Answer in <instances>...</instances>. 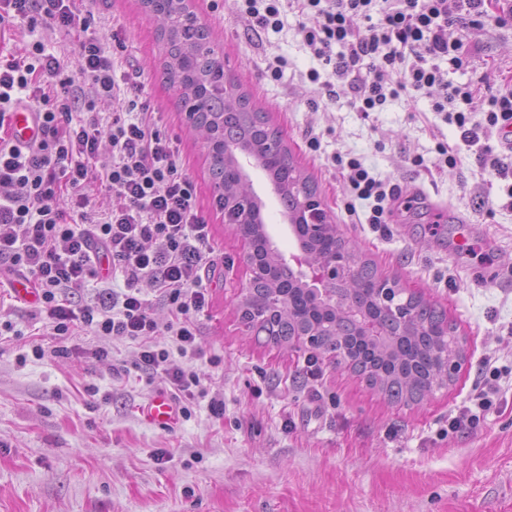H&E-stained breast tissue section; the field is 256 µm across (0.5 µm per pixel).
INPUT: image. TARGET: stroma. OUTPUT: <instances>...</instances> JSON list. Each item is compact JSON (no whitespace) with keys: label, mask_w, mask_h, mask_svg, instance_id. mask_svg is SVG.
I'll return each mask as SVG.
<instances>
[{"label":"stroma","mask_w":512,"mask_h":512,"mask_svg":"<svg viewBox=\"0 0 512 512\" xmlns=\"http://www.w3.org/2000/svg\"><path fill=\"white\" fill-rule=\"evenodd\" d=\"M227 72L268 112L295 160L311 177L337 234L359 245L381 276L430 299L467 341L453 383L421 403L392 404L347 370L322 358V376L307 379L310 350L273 345L241 321L246 245L213 203L200 135L190 131L161 79L155 21L137 0H94L100 33L117 34V57L131 58L162 131L196 186V203L212 229L210 305L200 314L198 360L207 392H224V416L205 396L169 428L138 408L162 388L132 371L138 344L111 342L98 363L81 348L91 336L62 339L67 354L29 357L44 323L0 288V512H512V199L508 183L480 169L454 126L428 100L392 101L362 115L347 85L334 99L318 95L306 73L318 61L304 45L295 7L279 29L254 32L235 0H195ZM65 58L66 33L0 28V52L25 54L35 40ZM468 73L497 91L512 80V21L470 29ZM287 61L279 80L268 61ZM318 149H309V136ZM456 146L449 167L441 145ZM362 160L396 188L385 222H366L335 153ZM422 165H415V158ZM269 233L281 252L296 241L259 169L250 171ZM503 372V403L473 433L446 437L450 411L466 403L483 360ZM96 395H88L86 386Z\"/></svg>","instance_id":"stroma-1"}]
</instances>
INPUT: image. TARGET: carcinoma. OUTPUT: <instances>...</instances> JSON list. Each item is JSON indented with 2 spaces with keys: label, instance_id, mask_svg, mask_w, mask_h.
<instances>
[{
  "label": "carcinoma",
  "instance_id": "1",
  "mask_svg": "<svg viewBox=\"0 0 512 512\" xmlns=\"http://www.w3.org/2000/svg\"><path fill=\"white\" fill-rule=\"evenodd\" d=\"M139 2L159 22L162 79L188 112L190 127L203 137L220 209L231 216L238 208L239 158L245 157L274 187L292 220L297 243L310 259L318 262L347 251L356 270L355 287L331 285L327 299H320L304 275L284 261L263 218L254 217L253 222L239 225V232L250 237L255 258L272 275L253 283L241 302L246 327L273 344L314 333L315 352L329 355L392 402L418 403L434 384L448 385L444 365L460 343L456 325L414 294L402 299L403 314L396 316L380 304L379 275L355 244L333 234H309L300 201L316 194V188L293 160L280 131L248 94L224 99L221 86L229 82L224 61L211 46L207 27L198 22L192 0ZM350 308L376 321L384 338H369L350 327L346 322Z\"/></svg>",
  "mask_w": 512,
  "mask_h": 512
}]
</instances>
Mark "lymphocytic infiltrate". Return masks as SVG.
<instances>
[{"mask_svg": "<svg viewBox=\"0 0 512 512\" xmlns=\"http://www.w3.org/2000/svg\"><path fill=\"white\" fill-rule=\"evenodd\" d=\"M302 40L331 69L307 80L333 96V80L347 82L358 112H379L391 100L427 97L443 113L475 160L499 178L512 174L489 137L512 123V89L484 94L480 78L455 85L444 65L465 64L463 39L449 27L483 25L493 11L512 17V0H297ZM380 18H373V10ZM42 25L76 34L73 61L33 42L26 56L0 60V280L22 275L39 293L37 314L57 336L141 340L138 370L177 398L202 391L200 373L174 368L170 359L198 358L197 316L210 303L203 273L211 266V226L196 206L195 186L180 170L177 147L158 128L141 87L119 79L103 36L92 31L77 0H0V26ZM128 99L126 116L105 118L96 101ZM39 113L41 139L22 150L9 138L8 115L19 102ZM109 142L110 155L101 144ZM349 172V189L370 204L368 223L381 224L395 190L362 161L335 154ZM109 194V207L91 204ZM105 252L116 285L103 287L95 262ZM167 306L156 319L142 286ZM155 336L167 345L152 344ZM501 386L496 368L483 370L468 404L450 412L448 432L476 431L496 411Z\"/></svg>", "mask_w": 512, "mask_h": 512, "instance_id": "obj_1", "label": "lymphocytic infiltrate"}]
</instances>
